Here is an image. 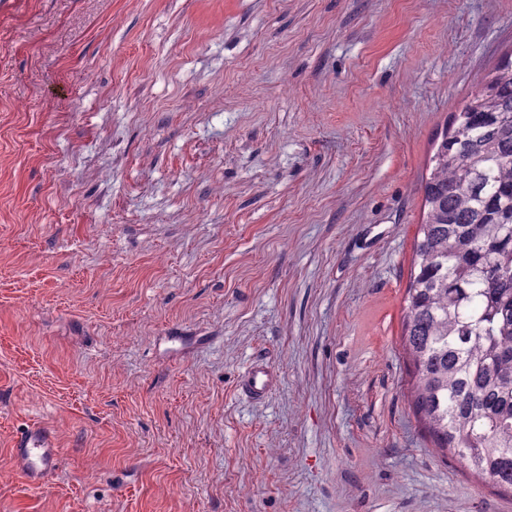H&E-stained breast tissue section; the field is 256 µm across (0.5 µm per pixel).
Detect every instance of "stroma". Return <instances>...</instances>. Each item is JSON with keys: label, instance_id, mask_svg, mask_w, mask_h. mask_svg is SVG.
<instances>
[{"label": "stroma", "instance_id": "stroma-1", "mask_svg": "<svg viewBox=\"0 0 512 512\" xmlns=\"http://www.w3.org/2000/svg\"><path fill=\"white\" fill-rule=\"evenodd\" d=\"M509 57L512 0H0V512H512L402 348L421 180ZM277 375L263 362H253L244 372L239 390L245 397L260 401L265 399L277 385ZM12 452L18 470L30 483L45 488L56 473L60 448L54 430L31 424L14 436Z\"/></svg>", "mask_w": 512, "mask_h": 512}]
</instances>
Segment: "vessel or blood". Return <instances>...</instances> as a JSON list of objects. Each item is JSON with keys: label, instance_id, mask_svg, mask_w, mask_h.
I'll list each match as a JSON object with an SVG mask.
<instances>
[{"label": "vessel or blood", "instance_id": "b4317fda", "mask_svg": "<svg viewBox=\"0 0 512 512\" xmlns=\"http://www.w3.org/2000/svg\"><path fill=\"white\" fill-rule=\"evenodd\" d=\"M277 376L263 362H253L244 372L239 390L245 397L260 401L276 387ZM12 452L18 470L30 483L48 487L56 473L60 450L54 430L47 425L31 424L16 433Z\"/></svg>", "mask_w": 512, "mask_h": 512}]
</instances>
